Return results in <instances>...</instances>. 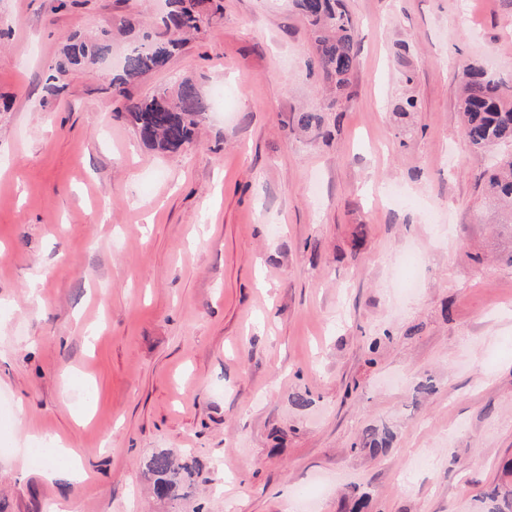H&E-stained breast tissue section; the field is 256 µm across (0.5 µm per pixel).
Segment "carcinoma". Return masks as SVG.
Wrapping results in <instances>:
<instances>
[{"label": "carcinoma", "mask_w": 512, "mask_h": 512, "mask_svg": "<svg viewBox=\"0 0 512 512\" xmlns=\"http://www.w3.org/2000/svg\"><path fill=\"white\" fill-rule=\"evenodd\" d=\"M306 17L318 44L315 57L317 71L325 79L336 80V96L349 81L357 65L355 30L341 0H295ZM223 8L216 6L205 12L204 0H173L171 9L161 19L162 38L149 33L125 57L124 76L117 79L115 89L125 94L126 80L138 78L165 65L184 42V36L201 29L204 21L223 18ZM110 50L108 33L81 38L70 35L50 68L45 89L57 94L64 88L63 77L75 67L97 63ZM464 93L460 101L466 134L477 152L512 147V87L487 75L481 68L464 72ZM126 111L140 139L160 153H176L192 143L194 128L208 111L207 102L196 84L182 80L175 89H158L131 103ZM495 198L508 207L505 223L512 224V155H503L489 174ZM155 476L156 493L174 495L186 486L194 466L169 453L155 456L149 463ZM489 512H512V490L501 492L495 487L485 493Z\"/></svg>", "instance_id": "carcinoma-1"}]
</instances>
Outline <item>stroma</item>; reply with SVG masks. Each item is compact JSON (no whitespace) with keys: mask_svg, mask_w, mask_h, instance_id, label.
<instances>
[{"mask_svg":"<svg viewBox=\"0 0 512 512\" xmlns=\"http://www.w3.org/2000/svg\"><path fill=\"white\" fill-rule=\"evenodd\" d=\"M222 3L120 97L164 0H0V512H347L355 486L364 512H486L512 488V226L458 103L467 65L512 85V0H343L340 97L291 0ZM105 31L48 95L65 38ZM184 78L228 109L162 154L127 101ZM161 452L195 462L184 495L155 494Z\"/></svg>","mask_w":512,"mask_h":512,"instance_id":"obj_1","label":"stroma"}]
</instances>
